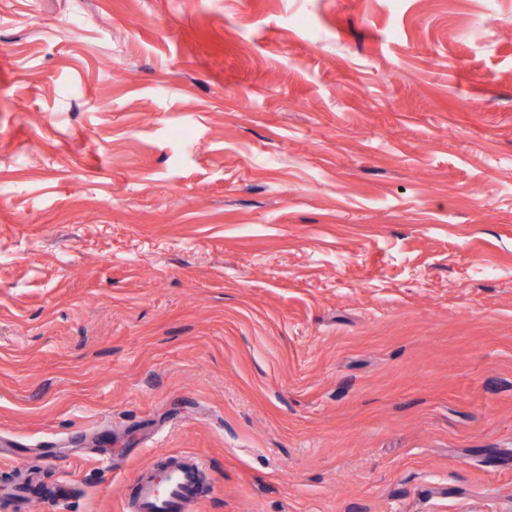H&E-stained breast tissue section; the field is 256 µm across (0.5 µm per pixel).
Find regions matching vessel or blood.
Here are the masks:
<instances>
[{"mask_svg":"<svg viewBox=\"0 0 512 512\" xmlns=\"http://www.w3.org/2000/svg\"><path fill=\"white\" fill-rule=\"evenodd\" d=\"M164 464L160 472L151 464L138 472L130 486L127 512H194L205 498L199 457L169 454Z\"/></svg>","mask_w":512,"mask_h":512,"instance_id":"1","label":"vessel or blood"}]
</instances>
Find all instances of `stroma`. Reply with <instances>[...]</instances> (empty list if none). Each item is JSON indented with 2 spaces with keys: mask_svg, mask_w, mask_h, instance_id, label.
<instances>
[{
  "mask_svg": "<svg viewBox=\"0 0 512 512\" xmlns=\"http://www.w3.org/2000/svg\"><path fill=\"white\" fill-rule=\"evenodd\" d=\"M1 447L21 512H512V0H0ZM162 459L161 477L156 476L153 464L134 477L128 512H193L206 497L200 483L203 463L198 456L169 454Z\"/></svg>",
  "mask_w": 512,
  "mask_h": 512,
  "instance_id": "1",
  "label": "stroma"
}]
</instances>
